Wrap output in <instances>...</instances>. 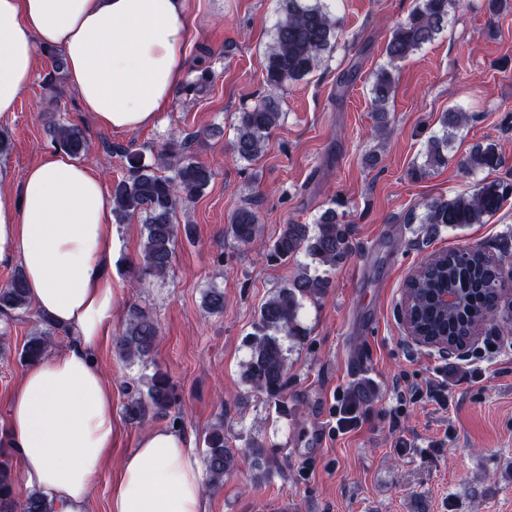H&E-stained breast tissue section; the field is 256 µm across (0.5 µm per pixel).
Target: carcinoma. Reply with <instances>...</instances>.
Returning <instances> with one entry per match:
<instances>
[{"label": "carcinoma", "mask_w": 512, "mask_h": 512, "mask_svg": "<svg viewBox=\"0 0 512 512\" xmlns=\"http://www.w3.org/2000/svg\"><path fill=\"white\" fill-rule=\"evenodd\" d=\"M460 0H415L408 16L391 31L385 46L386 65L375 73L371 89L372 108L377 130L385 132L389 125L387 104L394 92L399 63L432 42L448 23L450 10ZM339 20L329 10L328 0H283V16L275 27V36L266 58L264 83L265 100L238 113L232 151L240 159L252 162L261 155L268 135L279 126L283 112L278 93L293 82L303 80L318 64L322 54L336 45ZM211 72L204 68L185 91L200 94L211 84ZM467 121L465 113L450 110L441 118L443 134L430 137L426 147L427 167L448 163L445 151L453 132ZM54 143L61 150L79 156L90 145L81 129L73 124L54 125ZM186 140L171 139L148 163L140 153L116 147L113 152L126 158L130 174L112 186V214L123 222L136 216L143 218L146 236L141 256L132 277V286L146 288L151 281L169 272L172 245L183 230L192 237V226L175 224L178 209L200 197L212 179L209 165L185 156ZM503 157L498 145L489 142L476 146L464 160L470 172L496 170ZM512 198V182L492 180L472 192H463L448 201L431 200L423 205L418 217L420 232L432 237L444 227L483 224L485 219L501 210ZM229 231L242 244H251L259 236L256 213L249 207L238 208L231 217ZM349 227L336 219V211L323 212L315 227L289 223L269 245L268 256L281 263L305 253L313 261L330 268L336 267L348 255ZM504 269L480 250H446L428 259L406 290L410 311L416 325L426 334L452 343H464L471 331L482 323L498 318L512 320V303L504 300ZM329 280L312 275L307 267L298 269L294 278L278 288L260 307L249 338V358L243 365L246 382L256 391L285 411L287 389V358L282 339L307 336L302 326V301L323 295ZM443 288L456 296L448 308L435 301ZM31 307L24 275L16 271L0 286V315L17 320ZM203 307L210 314L224 311V290L213 286L203 295ZM59 329L44 318L34 323L20 352L21 360L29 364L49 355L53 337ZM159 335L158 324L145 310H129L125 327L116 337L115 348L123 361L145 362ZM175 398L169 378L153 373L146 390H138L123 403V415L132 424L146 419L166 417L174 407ZM203 463L208 482L213 487L223 484L224 477L236 467L237 459L224 435V423L213 425L204 435ZM257 478L267 476L271 469L264 444L252 441L247 445ZM20 473L13 467L6 450L0 451V512H52L45 498L36 490L25 497L16 494Z\"/></svg>", "instance_id": "1"}]
</instances>
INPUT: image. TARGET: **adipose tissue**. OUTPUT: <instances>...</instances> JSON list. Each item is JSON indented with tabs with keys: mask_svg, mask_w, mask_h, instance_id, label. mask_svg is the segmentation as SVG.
<instances>
[{
	"mask_svg": "<svg viewBox=\"0 0 512 512\" xmlns=\"http://www.w3.org/2000/svg\"><path fill=\"white\" fill-rule=\"evenodd\" d=\"M195 21L193 0H0V118L14 112L46 47L62 52L98 125L154 124L182 82ZM114 239L102 181L64 151L25 172L18 201L0 199V263L19 264L39 313L70 340L27 366L5 423L25 487L53 512H89L119 435L112 384L94 356L118 302ZM203 482L191 437L158 427L124 455L108 512H207Z\"/></svg>",
	"mask_w": 512,
	"mask_h": 512,
	"instance_id": "adipose-tissue-1",
	"label": "adipose tissue"
}]
</instances>
